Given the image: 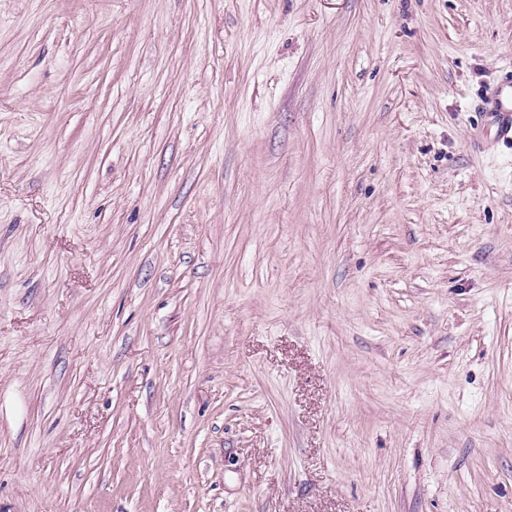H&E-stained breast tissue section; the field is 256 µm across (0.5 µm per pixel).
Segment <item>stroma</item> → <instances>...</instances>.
Wrapping results in <instances>:
<instances>
[{
	"label": "stroma",
	"instance_id": "obj_1",
	"mask_svg": "<svg viewBox=\"0 0 512 512\" xmlns=\"http://www.w3.org/2000/svg\"><path fill=\"white\" fill-rule=\"evenodd\" d=\"M512 0H0V512H512ZM484 105V120L496 136L512 141V75L505 76L486 93Z\"/></svg>",
	"mask_w": 512,
	"mask_h": 512
}]
</instances>
